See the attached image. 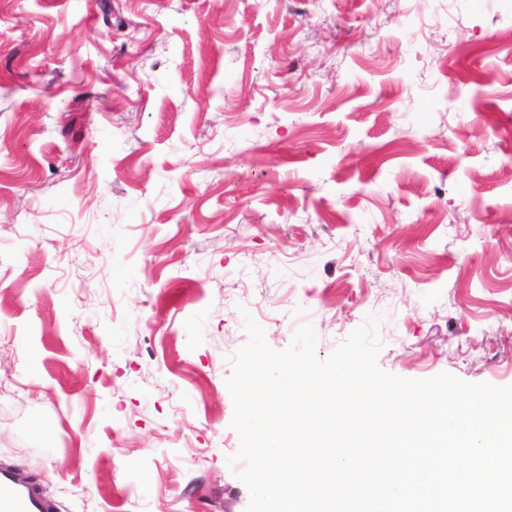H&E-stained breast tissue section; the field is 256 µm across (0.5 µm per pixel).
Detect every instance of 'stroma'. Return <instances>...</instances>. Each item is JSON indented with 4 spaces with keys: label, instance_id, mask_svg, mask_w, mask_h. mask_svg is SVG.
I'll return each instance as SVG.
<instances>
[{
    "label": "stroma",
    "instance_id": "35a3bbf8",
    "mask_svg": "<svg viewBox=\"0 0 512 512\" xmlns=\"http://www.w3.org/2000/svg\"><path fill=\"white\" fill-rule=\"evenodd\" d=\"M512 386V0H0V465L246 512V318Z\"/></svg>",
    "mask_w": 512,
    "mask_h": 512
}]
</instances>
